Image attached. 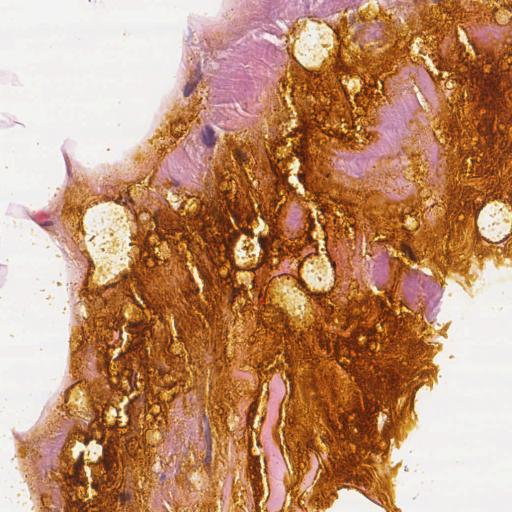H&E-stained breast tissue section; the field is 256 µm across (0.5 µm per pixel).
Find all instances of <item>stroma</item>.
I'll list each match as a JSON object with an SVG mask.
<instances>
[{"label": "stroma", "mask_w": 512, "mask_h": 512, "mask_svg": "<svg viewBox=\"0 0 512 512\" xmlns=\"http://www.w3.org/2000/svg\"><path fill=\"white\" fill-rule=\"evenodd\" d=\"M475 27L502 28L499 50L486 53L471 40ZM395 41L407 45L408 54L375 81L371 109L357 103L365 78L343 77L354 119H335L331 125H352L355 143L344 148L339 135L329 136L325 167L347 199L360 192L378 207L403 212L400 226L416 239L449 216L455 172L448 156H462L460 172L472 179L477 202L494 205L499 219L467 227L458 241L446 233L441 240L461 254L479 250L475 262L437 266L429 246H393L365 217L345 223L343 235L335 236L325 227V207L305 185L294 149L297 109L316 97L292 87L294 68L320 74L336 48H343L348 60L357 52L377 58ZM185 52L191 65L170 105L173 118L163 154L150 162L145 181L83 183L75 190L81 197L107 196L121 204L143 237L139 250L146 270L161 276L146 284L131 273L129 281L112 284L105 297L91 290L90 316L77 330L92 341L76 351L73 397L99 410L120 406L123 427L111 435L122 463L78 459L77 441L106 432L90 415L68 406L25 449L38 488L50 512H322L313 496L329 449H309L308 466L299 471L290 457L291 443L274 439L293 406L286 371L290 359L279 351L265 369L253 363L262 352L254 344L261 297L255 278L269 261L273 306L297 327L313 322L318 296L334 308L354 296L377 297L390 289L399 312L419 321L418 343L428 353L423 372L413 378L400 435L390 439L385 455H374L373 485L343 482L344 489L392 512L402 483L417 471L410 450L428 431V406L445 392L458 361L461 325L449 300L464 295L479 305L493 276L498 288L512 286V177L505 167L512 162V145L500 144L483 160L472 144L451 145L444 130L451 105L464 113L475 99L470 89L458 87L460 67H468L476 80L490 76L503 83L502 64L512 63V0H422L412 11L396 0H368L354 10L346 0H310L305 7L299 0H237L233 19L191 32ZM407 92L418 96L419 104L388 152L379 153L391 111ZM355 154L368 160L357 174L344 167ZM272 156L289 161L286 183L293 196L287 206L307 211L310 220V244L297 258L267 245L272 229L261 197L278 176L263 166ZM243 192L255 211V223L247 227L223 201L226 194ZM204 207L209 219L230 231L232 247L225 257L234 278L219 324L200 316L186 341L180 324L188 314L182 286L191 282L198 304H208L205 272L214 265L212 257L197 256L194 249L205 231L188 228ZM167 213L177 217V237L167 235ZM382 253L391 262H404L402 275L390 270L380 279L370 276L369 265ZM413 277L432 280L442 300L409 301L403 282ZM151 294L159 307L153 316L147 313ZM105 469L111 470V480L101 478ZM384 479L390 486L381 495L375 484ZM132 486L137 493L130 500L126 493Z\"/></svg>", "instance_id": "35a3bbf8"}]
</instances>
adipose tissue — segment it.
Wrapping results in <instances>:
<instances>
[{
    "mask_svg": "<svg viewBox=\"0 0 512 512\" xmlns=\"http://www.w3.org/2000/svg\"><path fill=\"white\" fill-rule=\"evenodd\" d=\"M177 96V91L173 90L161 98L147 133L123 152L118 160L102 162L94 167L84 166L75 156L76 141L65 139L60 148L65 176L45 206L35 209L12 203L6 210L7 216L36 224L46 233L48 244L53 245L63 258L68 293L64 311L69 316L70 328H77L79 322L88 315L85 298L89 289L122 276L136 263L138 256L133 239L134 231L122 207L101 197L71 202L72 189L76 184L84 182L126 180L135 169V160L147 157L158 137L167 129L171 117L168 107ZM66 220L77 225L76 236L69 238L52 232V225ZM68 386V380H61L56 394L48 397L34 425L28 430L12 434L16 448L13 460L27 488L31 512H47L46 501L38 490L36 478L22 448L32 435L42 431L51 422L58 407L59 395L67 391Z\"/></svg>",
    "mask_w": 512,
    "mask_h": 512,
    "instance_id": "obj_1",
    "label": "adipose tissue"
}]
</instances>
